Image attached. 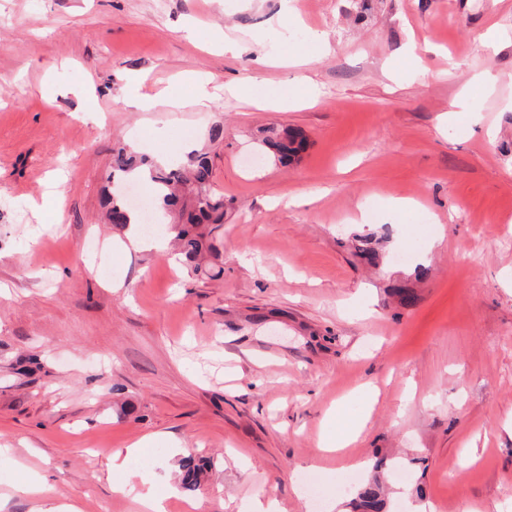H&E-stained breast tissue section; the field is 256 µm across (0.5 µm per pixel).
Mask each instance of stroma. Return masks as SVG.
<instances>
[{
    "mask_svg": "<svg viewBox=\"0 0 512 512\" xmlns=\"http://www.w3.org/2000/svg\"><path fill=\"white\" fill-rule=\"evenodd\" d=\"M293 6L288 28L282 0H0V512H32L39 475L80 512H140L145 477L166 512H311L307 478L318 512H350L379 461L391 512H512V0ZM253 72L262 106L225 90ZM191 73L221 89L209 110ZM482 73L472 112L445 120ZM136 74L173 106L128 108ZM272 125L305 136L296 164L265 151ZM121 147L207 148L220 279L105 223ZM401 198L419 210H388Z\"/></svg>",
    "mask_w": 512,
    "mask_h": 512,
    "instance_id": "1",
    "label": "stroma"
}]
</instances>
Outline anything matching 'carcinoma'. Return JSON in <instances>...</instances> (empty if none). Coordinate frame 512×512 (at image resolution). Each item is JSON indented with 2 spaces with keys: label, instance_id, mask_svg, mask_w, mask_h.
<instances>
[{
  "label": "carcinoma",
  "instance_id": "1",
  "mask_svg": "<svg viewBox=\"0 0 512 512\" xmlns=\"http://www.w3.org/2000/svg\"><path fill=\"white\" fill-rule=\"evenodd\" d=\"M265 147L283 166L296 159L304 150V139L295 131L269 127L263 139ZM149 164L145 156H137L121 147L112 158V176L119 178L137 167ZM154 192V214L158 224L163 223L159 211L173 220L176 229L175 240L180 254L191 273L215 279L224 268L222 260L223 243L220 231L224 227V196L213 189L212 166L205 153L191 151L182 164L153 167L148 170ZM107 211L109 223L125 227L130 218L140 223L139 213L130 208L122 199L114 198ZM201 468L186 459L182 462V482L185 488L193 490L200 485ZM356 512H387L383 497V482L372 479L361 487L354 497Z\"/></svg>",
  "mask_w": 512,
  "mask_h": 512
}]
</instances>
